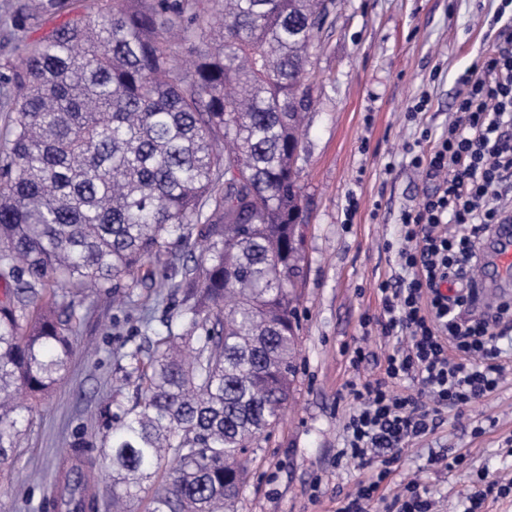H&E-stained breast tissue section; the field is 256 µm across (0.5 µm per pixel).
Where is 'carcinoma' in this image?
I'll return each instance as SVG.
<instances>
[{
  "label": "carcinoma",
  "mask_w": 512,
  "mask_h": 512,
  "mask_svg": "<svg viewBox=\"0 0 512 512\" xmlns=\"http://www.w3.org/2000/svg\"><path fill=\"white\" fill-rule=\"evenodd\" d=\"M76 2L13 0L6 18L20 64L0 71V463L31 413L21 396L64 379L76 291L129 275L130 297L181 294L184 324L123 355L134 404L102 407V448L73 442L37 512H101L100 477L112 512L148 487L146 512H236L294 381L307 51L335 0Z\"/></svg>",
  "instance_id": "cac0c4a2"
}]
</instances>
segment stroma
<instances>
[{"label":"stroma","mask_w":512,"mask_h":512,"mask_svg":"<svg viewBox=\"0 0 512 512\" xmlns=\"http://www.w3.org/2000/svg\"><path fill=\"white\" fill-rule=\"evenodd\" d=\"M501 0H336L309 48L313 107L302 134L299 183L308 227L298 307L299 354L293 396L281 423L256 445L238 512H336L343 496L376 475V465L337 463L342 425L352 404L345 384L376 376L395 340L365 317H377V283L397 271L401 209L429 185L404 155L422 128L441 133L461 90L460 78L488 49L489 21ZM429 96L424 122L407 109ZM112 295L80 297L65 378L31 416L13 461L0 466V512H33L48 490L59 449L83 439L102 444L99 411L122 379L121 355L141 344L142 305ZM369 356L352 366L351 353ZM448 450L463 461L450 472L428 463ZM512 477V374L462 416L448 412L432 433L411 441L381 486L386 499L409 481L435 512H462L478 470Z\"/></svg>","instance_id":"35a3bbf8"}]
</instances>
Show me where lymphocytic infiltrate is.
I'll return each mask as SVG.
<instances>
[{"label":"lymphocytic infiltrate","mask_w":512,"mask_h":512,"mask_svg":"<svg viewBox=\"0 0 512 512\" xmlns=\"http://www.w3.org/2000/svg\"><path fill=\"white\" fill-rule=\"evenodd\" d=\"M492 23L495 41L469 69L447 131H422L428 148H405L432 187L400 212L399 272L377 284L376 319L397 343L381 375L346 383L356 407L343 424L339 459L400 454L434 431L445 411L494 392L507 367L501 344L512 332V302L476 300L482 246L495 225L512 223V16ZM409 380L418 392L406 393Z\"/></svg>","instance_id":"obj_1"}]
</instances>
